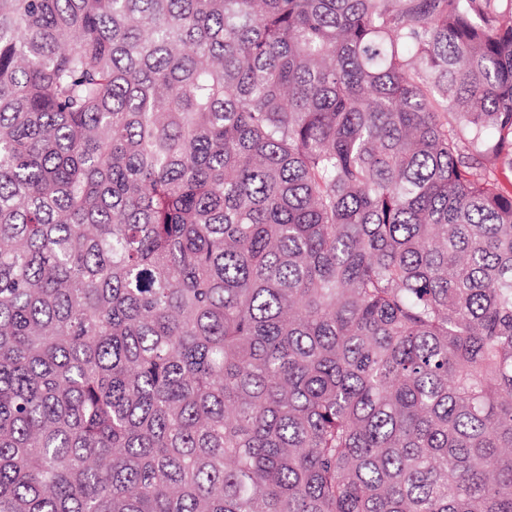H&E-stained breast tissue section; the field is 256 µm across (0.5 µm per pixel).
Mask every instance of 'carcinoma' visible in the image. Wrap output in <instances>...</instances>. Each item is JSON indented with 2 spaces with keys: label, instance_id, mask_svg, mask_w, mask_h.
<instances>
[{
  "label": "carcinoma",
  "instance_id": "carcinoma-1",
  "mask_svg": "<svg viewBox=\"0 0 512 512\" xmlns=\"http://www.w3.org/2000/svg\"><path fill=\"white\" fill-rule=\"evenodd\" d=\"M512 0H0V512H512Z\"/></svg>",
  "mask_w": 512,
  "mask_h": 512
}]
</instances>
